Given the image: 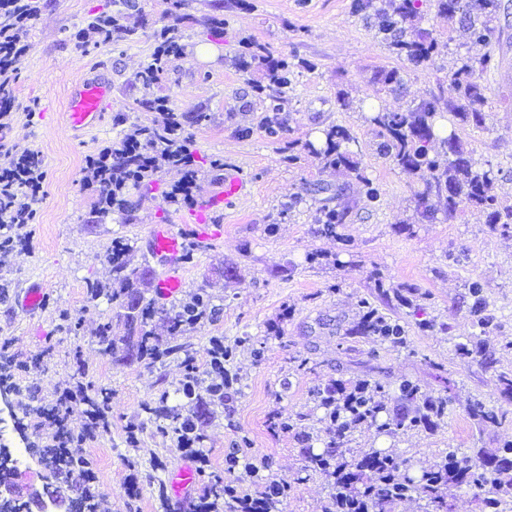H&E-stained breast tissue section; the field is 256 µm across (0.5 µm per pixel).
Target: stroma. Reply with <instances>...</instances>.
<instances>
[{"mask_svg":"<svg viewBox=\"0 0 512 512\" xmlns=\"http://www.w3.org/2000/svg\"><path fill=\"white\" fill-rule=\"evenodd\" d=\"M43 2L26 27L27 50L12 83L13 109L7 130L0 131L7 147L38 152L44 172L28 247L0 256V338L10 339L13 357L40 360L17 377L16 387L0 389L8 401L0 408L1 454L31 442L26 462L31 481L38 486L50 482L72 499L80 498L78 474L61 465L45 470L50 450L44 434L18 427L23 405L51 403L71 383L77 358L87 369L91 397L107 400L108 432L81 450L97 475L96 512H166L158 490L182 462L173 431L177 416L193 417L209 457L198 486H205L208 476L226 474L250 490L260 475L287 481L288 498L280 512H323L328 481L305 472L303 455L304 449L319 448V440L297 429L271 430L270 423L282 415L313 412L314 386L350 382L376 365L390 394H397L405 379L428 396L450 393L448 416L437 430L412 433L395 444L375 429L358 428L347 459L393 445L418 475L448 448H457L463 458L479 451L490 456L512 441V423L481 430L467 414L475 398L503 404L498 374L512 371V230L492 228L473 207L439 215L432 223L412 221L417 180L378 154L375 131L366 120L370 107L402 111L434 97L437 123L447 125L448 103L455 97L448 78L451 54L441 52L423 68L392 56L352 13L351 0H224L218 54L199 57L196 47L210 43L203 23L215 9L213 0H189L188 17L179 26L184 49L154 93L179 112L206 109L210 121L192 129L196 157L223 159L248 177L251 188L232 208L221 210L220 236L187 264L180 293L161 303L154 298L160 267L148 258L146 234L161 222L182 227L190 204L170 207L162 197L165 187L181 180L182 170L159 162L155 187L131 190L134 219L128 224L117 214L93 222L96 196L85 183L88 157L132 133L134 124L153 118L133 111L138 92L130 82L150 59L154 30L143 29L119 48L95 43L85 31L87 20L109 0ZM498 32L490 48L498 66L483 77L486 124L459 128L458 134L476 161L501 168L492 191L512 203V0H500ZM246 40L266 44L294 65L283 108L286 138L316 140L329 126L349 128L353 151L381 188L379 203L370 202L345 169L325 166L304 151L297 160L283 159L277 143L258 130L264 103L256 87L266 78L259 66L238 67ZM379 66L400 69V91L375 94L372 77ZM85 78L110 87L108 120L76 134L66 112L76 84ZM343 93L350 107L340 106ZM119 113L128 120L113 125ZM327 185L342 188L339 202L349 210L347 223L334 236L318 233L314 222L320 189ZM294 192L304 201L290 210L286 204ZM116 240L128 243L131 265H149L139 287L141 305L154 309L147 328L161 347H174V354L136 358L114 351L128 334L123 310L112 305L118 283L107 256ZM376 272L389 289L417 285L426 294L429 316L448 324V333L421 330L397 298L379 297L372 278ZM469 280L481 281L486 309L495 317L484 332L474 325V300L465 286ZM35 282L43 284L46 295L40 308L28 310L18 300ZM92 282L106 286V293L90 296ZM199 293L219 307L218 318L168 332L173 309ZM364 298L406 323L409 349L352 335ZM104 326L109 337L103 341L99 331ZM274 326L280 336L271 335ZM243 336L250 337V348L237 350L224 365L235 378L232 402H215L206 413H197L194 401L182 394L185 356L195 357L200 371H207L213 340L228 346ZM460 343L469 356L458 354ZM297 358L307 360L309 370H295ZM132 426L139 430L133 445L126 441ZM234 452L249 458L257 473L240 468L226 473L225 459ZM132 473L139 492L130 498L125 483Z\"/></svg>","mask_w":512,"mask_h":512,"instance_id":"obj_1","label":"stroma"}]
</instances>
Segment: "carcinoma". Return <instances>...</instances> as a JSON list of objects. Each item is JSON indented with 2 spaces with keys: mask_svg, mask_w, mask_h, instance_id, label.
<instances>
[{
  "mask_svg": "<svg viewBox=\"0 0 512 512\" xmlns=\"http://www.w3.org/2000/svg\"><path fill=\"white\" fill-rule=\"evenodd\" d=\"M419 0H392L391 9H381L374 5V0H352L353 12L370 25L374 37L385 44L389 52L412 65L424 66L439 54L442 45L432 33L413 24L418 13ZM438 11L448 16V23L459 20L468 38L476 43L491 46L497 40L496 19L499 0H436ZM116 9L101 12L91 18L88 31L98 40L119 43L134 40L138 31L149 24V18L137 6L136 0H112ZM40 9V0H0V42L14 41L20 37L25 23ZM135 10L139 19L128 26L124 20L128 11ZM250 66L257 62L262 65L268 84L260 87L266 92V105L259 120V129L266 137L283 142L285 120L282 116L283 103L288 97V88L292 85L288 62L274 54L267 46L256 42L246 43ZM184 48L181 35L174 24L164 25L156 31V46L148 62L134 77L132 87L141 90V96L135 98L136 109L140 112H155L158 118L149 124L135 127L133 135L141 144L142 154L152 159L143 165L130 155L127 145L129 136L120 138L103 154L95 157L94 166L86 168L87 180L95 184L98 193L94 204L96 217L103 218L111 213L122 215L127 222L133 220V207L128 199L129 189H150L157 181L154 159L166 157L173 161V155L179 154L188 161L192 178H197L203 166L195 159L191 137L186 133V126L200 125L209 121L210 115L204 111L177 112L167 103L151 93L168 70L170 60L179 55ZM497 60L492 51L480 57L460 55L455 58L448 70V78L453 84L456 97L448 102V123L452 126L448 136L441 138L446 150V158L431 153V143L436 139L435 126L437 101L434 98L422 100L403 112L389 111L383 108L370 109L368 122L376 129L381 139L379 152L394 166L402 171L417 176L422 189L413 195L414 211L421 218H432L439 212L452 213L460 207L470 205L486 214L487 223L493 226L509 228L512 226V205L504 204L496 195L490 193L489 186L496 179L493 166H480L472 153L464 147L454 126L459 123H471L481 126L485 121L483 106L485 86L482 84L484 74L496 66ZM403 78L395 68L379 67L375 71L374 84L380 91L396 92L400 89ZM355 142L350 130L343 125L332 126L323 133L319 143L290 140L280 147L288 152V160L297 158V152L306 151L327 166L343 167L362 183L366 195L376 201L380 197L379 187L374 185L367 168L349 149ZM343 188L323 199L317 209L315 223L318 232L331 235L339 226L346 223L348 212L332 202L342 194ZM128 244L110 256L112 272L127 287L125 292L112 293V302L123 310L129 309L134 300V291L143 279V271L131 267L124 260ZM362 318L351 330V334L363 338H382L392 344L408 348L407 330L397 320H391L381 314L370 301L361 300ZM214 312L210 300L203 295H196L191 301L179 306L168 318L169 328L175 332L179 325L198 321ZM149 308L138 309V314L131 320L138 322V340L136 351L141 356H159L176 354L178 350L159 348L157 338L146 330ZM364 388L355 401L343 405L341 401L330 399L329 388L317 386L311 391V398L316 408L323 411L318 438L323 449L306 458V470L319 472L330 479L333 472L349 471L350 464L345 457V447L350 441L357 425L352 420L359 419L361 424L375 428L377 434L398 438L413 430H430L437 427L448 412V395L428 398L420 394L418 388L409 381L399 385V394L395 398L393 409L379 400L386 393L385 384L377 378L376 368L364 378L358 380ZM468 414L483 427H499L505 422H512V410L492 405L481 399L471 401ZM380 455L388 462L386 475L394 477L390 486L383 484L371 474H362V488L366 489L368 508L372 512H392V496L407 492L415 494L426 501L431 512H448V504L442 494V486L456 479L455 472L448 471V465L457 459V451L448 450L434 466L430 476H411L404 469L405 460L391 448L371 449L363 453ZM470 486L477 489L475 496L481 499V505L487 500L481 492L499 489L500 473L490 468L481 458L473 464Z\"/></svg>",
  "mask_w": 512,
  "mask_h": 512,
  "instance_id": "carcinoma-1",
  "label": "carcinoma"
}]
</instances>
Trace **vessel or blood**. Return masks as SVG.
<instances>
[{"label": "vessel or blood", "mask_w": 512, "mask_h": 512, "mask_svg": "<svg viewBox=\"0 0 512 512\" xmlns=\"http://www.w3.org/2000/svg\"><path fill=\"white\" fill-rule=\"evenodd\" d=\"M108 90L99 82H80L69 101L66 113L72 130L91 129L103 123V105ZM247 180L239 170L229 168L224 172V189L202 199L190 213L196 239L205 245L215 240L219 232L212 223V214L223 206H232L245 193ZM151 255L158 260L161 271L156 282V298L165 302L173 299L184 285L185 268L183 252L186 246L184 236L170 224H154L146 235ZM170 483L178 504H186L197 490V480L191 464H182L171 472Z\"/></svg>", "instance_id": "obj_1"}]
</instances>
